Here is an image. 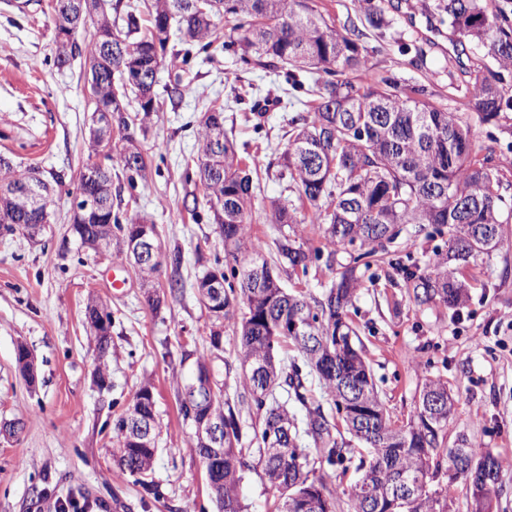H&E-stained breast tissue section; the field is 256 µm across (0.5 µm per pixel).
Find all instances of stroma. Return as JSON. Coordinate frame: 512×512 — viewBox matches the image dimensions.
I'll use <instances>...</instances> for the list:
<instances>
[{
	"mask_svg": "<svg viewBox=\"0 0 512 512\" xmlns=\"http://www.w3.org/2000/svg\"><path fill=\"white\" fill-rule=\"evenodd\" d=\"M434 0H383L393 25L377 36L358 0H316L336 25L354 23L363 33L373 77L393 73L426 85L433 102L472 126L474 149L493 151L512 180V124L481 123L466 104L467 81L482 61L476 48L458 54L447 24L427 7ZM176 70L187 93L165 101L142 142L148 171L129 186L120 161L112 163V208L139 214L156 226L161 246L155 284L158 310L127 262L81 247L68 233L71 195L89 161L91 105L83 57L58 67L51 0H0V156L15 166L63 174L55 192L53 222L38 239L0 233V423H19L0 434V512H215L199 457L189 448V427L178 396L192 361L183 352L208 348V317L195 279L223 261L204 189L195 176L199 121L224 105V125L237 148L248 149L263 170L253 201L252 232L273 256L272 206H296L307 246L320 244L314 211L299 206L298 190L278 177V160L299 105L286 106L283 78L243 65L238 55L195 53ZM273 99L261 128L249 119L256 100ZM504 244L489 259L463 269L467 302L459 313L419 306L393 262L412 268L435 263L443 239L401 233L387 246V262L364 271L353 315L363 357L391 418L405 423L428 378L448 383L454 410L448 441L467 438L501 463L496 512H512V218ZM121 287H113V277ZM182 290L171 293L172 282ZM112 313L107 358L110 384L94 381V333L85 321L88 302ZM32 352L36 385L22 378L18 344ZM150 385L160 422L153 488L145 490L113 463V423L135 392Z\"/></svg>",
	"mask_w": 512,
	"mask_h": 512,
	"instance_id": "obj_1",
	"label": "stroma"
}]
</instances>
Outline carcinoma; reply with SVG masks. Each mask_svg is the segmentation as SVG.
Instances as JSON below:
<instances>
[{
  "label": "carcinoma",
  "mask_w": 512,
  "mask_h": 512,
  "mask_svg": "<svg viewBox=\"0 0 512 512\" xmlns=\"http://www.w3.org/2000/svg\"><path fill=\"white\" fill-rule=\"evenodd\" d=\"M146 0L149 25L142 27L138 7L115 0L106 12L100 0H85L84 14L94 17L93 32L84 44L90 75L101 83L93 108L127 112L106 146L132 157L127 181L146 179L140 140L132 131L151 124L160 98L152 92L153 109L139 104V85L112 81V71L147 72L154 40L166 44L175 26L183 48L172 59L187 62L192 50L241 49L240 60L252 68L281 73L292 91L303 89L299 72L314 70L321 78L304 113L291 119L288 146L281 153L280 176L298 186V200L315 209L322 246L311 250L298 241L294 214L284 206L272 209L269 223L279 225L276 253L268 262L251 231L250 210L260 177L254 161L239 154L224 130V106L199 123L200 153L196 175L205 187L213 222L223 227L224 320H210L209 353L225 330L235 339V358L246 370L238 373L228 361L224 379L211 391L202 379L187 383L179 412L187 424L216 406L224 412V460L208 469L207 484L216 512H244L239 487L248 472L260 467L281 500L278 512H336V490L330 471L350 467L362 476L341 493L350 512H448L456 485L442 484L439 475L456 465L447 447L448 413L433 418L419 398L403 425L391 419L357 345L351 309L362 285L359 268L386 253L404 227L426 236L448 235L441 261L420 272L400 268L419 306L440 304L457 310L465 300L459 271L500 249L504 193L512 190L494 152L473 150L474 131L437 107L423 85H403L393 75L371 77L368 50L356 30L338 28L314 6V0ZM369 25L384 32L392 25L382 0H360ZM434 10L459 44L484 50L491 63L470 72V108L483 123L497 124L512 112V0L488 11L485 0H437ZM112 40L118 56L105 58L101 42ZM34 168H13L0 158V182H20ZM18 224L29 231L35 220L10 189L0 188V224ZM88 237L90 249L110 238L123 258L126 240L145 225L134 215L120 218L108 204L74 215ZM357 256L336 269V280L314 296L282 288L274 268L306 272L315 260L335 265L347 249ZM316 376L323 400H316L310 376ZM234 379L248 393L258 424L247 439L238 395L229 394ZM330 404L325 413L323 403ZM300 407L302 417L289 409ZM368 450L370 461L358 458L335 419ZM288 427L290 435L278 434ZM136 423L123 415L115 423L113 454L121 472L138 477L149 488L157 448L135 436ZM317 455H312L310 448ZM419 485L415 494L405 481Z\"/></svg>",
  "instance_id": "obj_1"
}]
</instances>
